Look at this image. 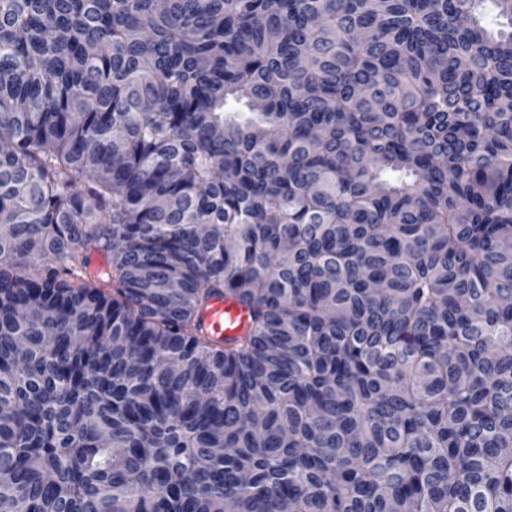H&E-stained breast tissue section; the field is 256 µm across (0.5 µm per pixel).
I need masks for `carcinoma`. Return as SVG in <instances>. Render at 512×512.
<instances>
[{
	"instance_id": "cac0c4a2",
	"label": "carcinoma",
	"mask_w": 512,
	"mask_h": 512,
	"mask_svg": "<svg viewBox=\"0 0 512 512\" xmlns=\"http://www.w3.org/2000/svg\"><path fill=\"white\" fill-rule=\"evenodd\" d=\"M1 142L0 512H512V0H0ZM203 326L210 336L224 340L243 334L249 325L247 310L236 302L214 299L202 314Z\"/></svg>"
}]
</instances>
